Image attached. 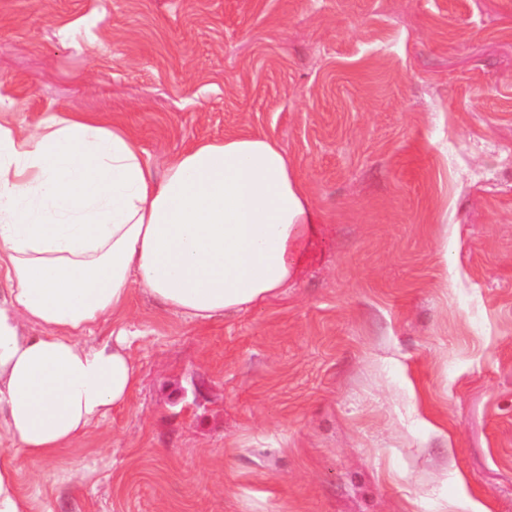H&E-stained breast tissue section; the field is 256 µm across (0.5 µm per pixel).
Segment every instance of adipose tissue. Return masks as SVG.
Returning a JSON list of instances; mask_svg holds the SVG:
<instances>
[{"label": "adipose tissue", "instance_id": "adipose-tissue-1", "mask_svg": "<svg viewBox=\"0 0 512 512\" xmlns=\"http://www.w3.org/2000/svg\"><path fill=\"white\" fill-rule=\"evenodd\" d=\"M320 223L269 136L202 140L160 172L124 123L77 107L30 122L0 93V512H36L24 461L127 404L134 291L199 323L243 311L300 274Z\"/></svg>", "mask_w": 512, "mask_h": 512}]
</instances>
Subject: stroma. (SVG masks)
<instances>
[{
	"label": "stroma",
	"mask_w": 512,
	"mask_h": 512,
	"mask_svg": "<svg viewBox=\"0 0 512 512\" xmlns=\"http://www.w3.org/2000/svg\"><path fill=\"white\" fill-rule=\"evenodd\" d=\"M0 87L157 169L274 138L324 224L200 325L134 292L139 383L52 461V512H512V0H0ZM92 471L69 481L75 466Z\"/></svg>",
	"instance_id": "obj_1"
}]
</instances>
